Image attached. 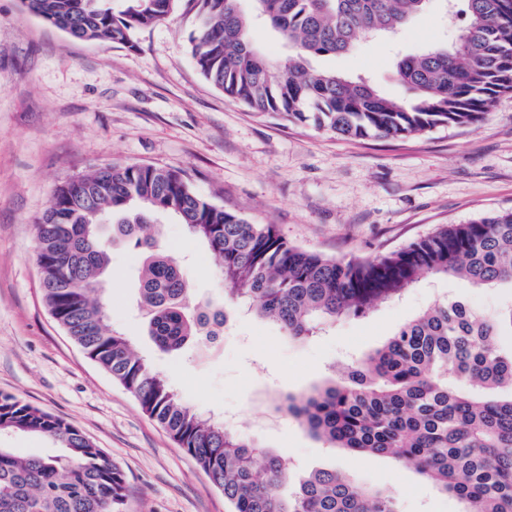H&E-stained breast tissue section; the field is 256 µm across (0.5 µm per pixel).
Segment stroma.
Instances as JSON below:
<instances>
[{
    "label": "stroma",
    "instance_id": "35a3bbf8",
    "mask_svg": "<svg viewBox=\"0 0 512 512\" xmlns=\"http://www.w3.org/2000/svg\"><path fill=\"white\" fill-rule=\"evenodd\" d=\"M463 24L448 18L442 0H430L394 36L362 38L351 52L312 64L369 77L386 96L406 99L397 55L446 42ZM194 27V14L177 0L165 21L135 32L132 50L73 38L24 0H0V393L63 418L104 450L126 477L116 512L230 506L45 304L35 222L57 186L113 161L175 170L224 210L345 261L402 249L444 224L512 211V92L473 125L346 139L226 98L191 59ZM160 230V246L185 261L193 298L222 304L208 252L170 216H161ZM141 264L124 244L112 245L110 322L184 402L235 415L236 432L281 457L291 479L334 468L357 485L392 490L399 512H463L457 499L392 457L357 456L311 438L272 400L331 376L436 299L464 296L492 316L512 302V289L427 277L311 339L293 341L275 323L238 316L207 347L168 354L147 336L137 311Z\"/></svg>",
    "mask_w": 512,
    "mask_h": 512
}]
</instances>
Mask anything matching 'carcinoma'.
<instances>
[{
	"label": "carcinoma",
	"instance_id": "cac0c4a2",
	"mask_svg": "<svg viewBox=\"0 0 512 512\" xmlns=\"http://www.w3.org/2000/svg\"><path fill=\"white\" fill-rule=\"evenodd\" d=\"M77 39L135 47L134 32L164 21L175 0H24ZM200 74L251 111L311 120L345 138L404 137L480 120L512 91V18L501 0H453L467 25L451 41L396 62L406 100L370 81L317 70L315 56L348 52L368 35L392 34L429 0H188ZM267 27L288 48L267 58L250 37ZM167 213L200 241L224 285L223 306L192 304L178 260L152 223ZM44 299L86 356L192 455L232 512H398L389 490L358 487L336 469L301 479L289 496L283 461L202 416L138 357L107 322L103 275L122 242L143 257L138 288L149 336L165 352L204 345L229 311L278 324L303 340L399 298L426 275L476 287L512 285V211L448 224L406 247L339 261L288 243L272 224H251L196 193L178 173L109 163L60 185L36 221ZM231 310H226V306ZM512 303L493 317L460 296L420 311L337 377L280 405L310 436L365 457L409 465L464 512H512ZM0 430L39 435L64 448L51 457L0 448V512H115L122 470L79 429L0 394Z\"/></svg>",
	"mask_w": 512,
	"mask_h": 512
}]
</instances>
